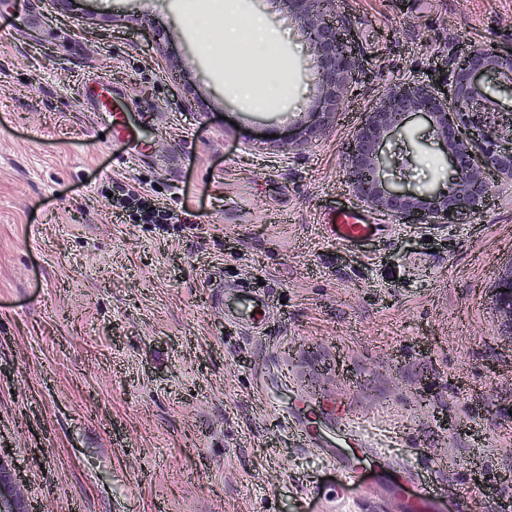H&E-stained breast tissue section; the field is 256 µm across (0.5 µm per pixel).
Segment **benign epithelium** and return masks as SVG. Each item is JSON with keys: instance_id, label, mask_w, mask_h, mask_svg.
Wrapping results in <instances>:
<instances>
[{"instance_id": "obj_1", "label": "benign epithelium", "mask_w": 512, "mask_h": 512, "mask_svg": "<svg viewBox=\"0 0 512 512\" xmlns=\"http://www.w3.org/2000/svg\"><path fill=\"white\" fill-rule=\"evenodd\" d=\"M306 38L316 63L318 104L336 109L351 89L354 57L349 41L336 30V0H279ZM512 74V53L472 49L453 58L442 84L406 81L385 88L379 103L364 114L345 147L347 182L370 208L415 224H459L489 205L494 179L512 182V113L484 91L483 80ZM418 115L436 133L453 176L447 186L419 192L383 178L379 148L404 120ZM500 312L512 324V267L496 295ZM9 454L0 450V512H32L16 497Z\"/></svg>"}]
</instances>
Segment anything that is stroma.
<instances>
[{"label": "stroma", "instance_id": "35a3bbf8", "mask_svg": "<svg viewBox=\"0 0 512 512\" xmlns=\"http://www.w3.org/2000/svg\"><path fill=\"white\" fill-rule=\"evenodd\" d=\"M193 13L264 16L274 58L204 46ZM336 22L355 93L296 146L316 70L275 0L220 16L213 0H0V448L34 512H406L411 476L434 487L430 512L512 504V324L495 301L512 185L464 223L408 224L356 199L344 156L386 85L512 50V0H336ZM272 70L281 101L239 97ZM92 78L160 127L156 153L103 136L80 106ZM384 151L407 158V188L451 176L421 119ZM117 179L187 223L121 222ZM346 209L382 233L342 245L324 217ZM219 278L273 293L263 335L225 320L240 301L218 304ZM297 410L327 434L357 418L358 444L297 446ZM365 448L345 485L337 459Z\"/></svg>", "mask_w": 512, "mask_h": 512}]
</instances>
